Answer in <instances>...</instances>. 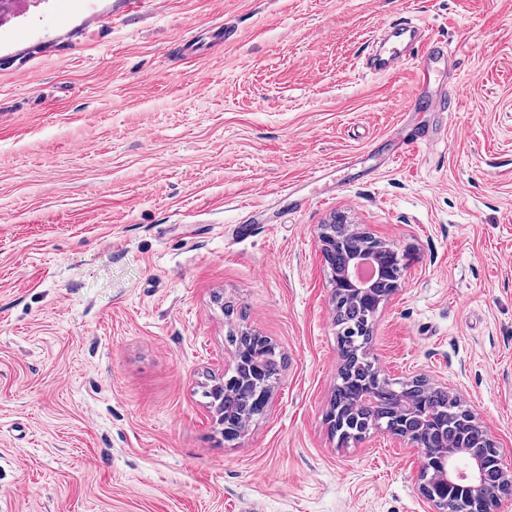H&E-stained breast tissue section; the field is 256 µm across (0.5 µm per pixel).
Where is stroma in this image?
<instances>
[{"instance_id": "obj_1", "label": "stroma", "mask_w": 512, "mask_h": 512, "mask_svg": "<svg viewBox=\"0 0 512 512\" xmlns=\"http://www.w3.org/2000/svg\"><path fill=\"white\" fill-rule=\"evenodd\" d=\"M402 21L448 47L429 79L366 67ZM422 82L460 109L407 111ZM337 212L405 264L369 358L457 394L512 465V0H12L0 512H427L417 449L329 428ZM245 329L285 366L227 442L202 391Z\"/></svg>"}]
</instances>
